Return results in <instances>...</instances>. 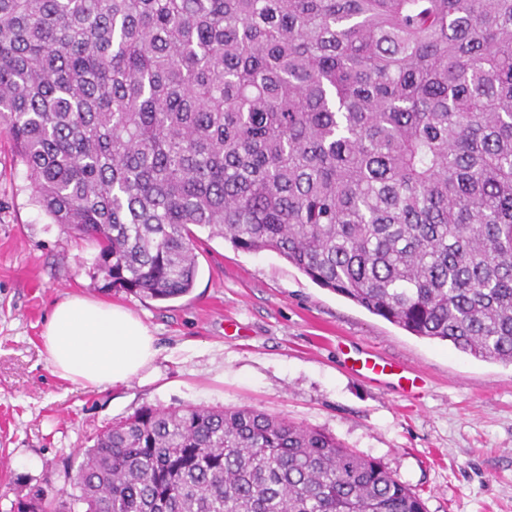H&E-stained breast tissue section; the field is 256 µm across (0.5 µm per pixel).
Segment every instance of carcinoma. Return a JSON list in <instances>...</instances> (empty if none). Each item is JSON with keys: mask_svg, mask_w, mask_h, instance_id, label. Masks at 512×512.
I'll return each mask as SVG.
<instances>
[{"mask_svg": "<svg viewBox=\"0 0 512 512\" xmlns=\"http://www.w3.org/2000/svg\"><path fill=\"white\" fill-rule=\"evenodd\" d=\"M0 133L103 288L191 292L198 237L274 251L512 365V0H0ZM16 512H427L248 408H144Z\"/></svg>", "mask_w": 512, "mask_h": 512, "instance_id": "cac0c4a2", "label": "carcinoma"}]
</instances>
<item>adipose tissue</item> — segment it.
<instances>
[{
	"mask_svg": "<svg viewBox=\"0 0 512 512\" xmlns=\"http://www.w3.org/2000/svg\"><path fill=\"white\" fill-rule=\"evenodd\" d=\"M41 338L53 373L83 387L155 379L156 337L124 307L65 296L54 303Z\"/></svg>",
	"mask_w": 512,
	"mask_h": 512,
	"instance_id": "ef3b65f1",
	"label": "adipose tissue"
}]
</instances>
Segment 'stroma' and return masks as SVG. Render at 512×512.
<instances>
[{
	"mask_svg": "<svg viewBox=\"0 0 512 512\" xmlns=\"http://www.w3.org/2000/svg\"><path fill=\"white\" fill-rule=\"evenodd\" d=\"M192 291L159 301L94 285L97 244L50 223L0 136V512L66 478L80 449L146 408L250 406L336 437L396 471L427 512H512V365L419 338L319 287L272 251L198 229ZM69 294L134 311L156 380L86 389L53 374L41 333ZM374 355L405 376L362 380Z\"/></svg>",
	"mask_w": 512,
	"mask_h": 512,
	"instance_id": "stroma-1",
	"label": "stroma"
}]
</instances>
